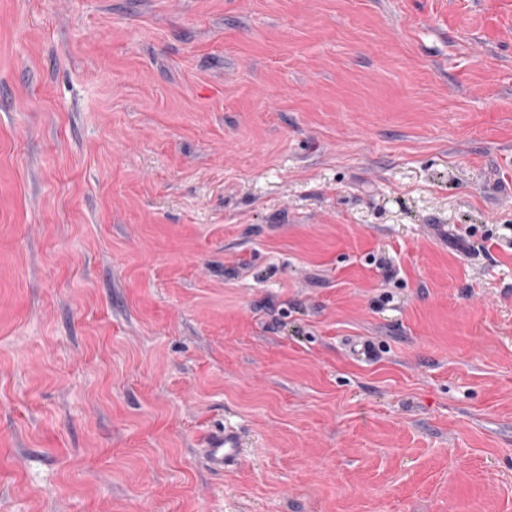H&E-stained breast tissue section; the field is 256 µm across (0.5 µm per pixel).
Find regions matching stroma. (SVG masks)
<instances>
[{
  "label": "stroma",
  "mask_w": 512,
  "mask_h": 512,
  "mask_svg": "<svg viewBox=\"0 0 512 512\" xmlns=\"http://www.w3.org/2000/svg\"><path fill=\"white\" fill-rule=\"evenodd\" d=\"M0 512H512V0H0ZM200 446L209 466L214 471L224 472L225 466L240 459L242 438L237 428L224 425V430H211L204 434Z\"/></svg>",
  "instance_id": "stroma-1"
}]
</instances>
